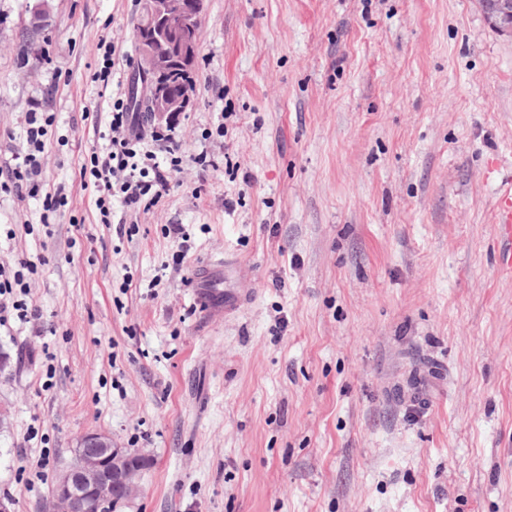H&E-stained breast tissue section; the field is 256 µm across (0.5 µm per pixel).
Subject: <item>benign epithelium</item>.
<instances>
[{
    "mask_svg": "<svg viewBox=\"0 0 512 512\" xmlns=\"http://www.w3.org/2000/svg\"><path fill=\"white\" fill-rule=\"evenodd\" d=\"M487 20L497 31L512 35V0H478ZM204 0H148L147 15L153 21L147 42H155L163 54H151L144 80L149 111L157 120L180 112L189 93L169 95L162 84L171 65L187 67L197 60L196 31ZM150 457L117 448L112 437L101 432L85 434L74 449L71 466L56 484L51 512H91L93 505L120 495L131 498L138 490L142 471Z\"/></svg>",
    "mask_w": 512,
    "mask_h": 512,
    "instance_id": "obj_1",
    "label": "benign epithelium"
}]
</instances>
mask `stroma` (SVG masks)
<instances>
[{"instance_id":"35a3bbf8","label":"stroma","mask_w":512,"mask_h":512,"mask_svg":"<svg viewBox=\"0 0 512 512\" xmlns=\"http://www.w3.org/2000/svg\"><path fill=\"white\" fill-rule=\"evenodd\" d=\"M140 14L0 0V163L42 102L69 200L45 225L0 196L39 313L0 326V503L49 512L101 432L151 458L112 512H512V36L477 0H205L187 159L120 236L79 170L106 145L98 44L131 93ZM207 270L237 310L203 303ZM502 183L493 215L497 264L500 271L512 273V180H502Z\"/></svg>"}]
</instances>
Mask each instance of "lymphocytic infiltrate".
<instances>
[{
	"label": "lymphocytic infiltrate",
	"mask_w": 512,
	"mask_h": 512,
	"mask_svg": "<svg viewBox=\"0 0 512 512\" xmlns=\"http://www.w3.org/2000/svg\"><path fill=\"white\" fill-rule=\"evenodd\" d=\"M145 121L142 113L132 110L125 94H117L107 114V144L81 168L82 178L97 194L95 204L102 223L112 222L113 201H120L130 211L146 210L158 203L168 194L174 175L183 167L178 120L154 125L146 135L139 131ZM24 135L27 149L7 165L0 190L44 194L50 208L67 204L63 190H43L47 128L45 119L37 112L28 113ZM27 268L24 262L15 270L0 266V323L12 317L26 323L31 318L25 301L29 288Z\"/></svg>",
	"instance_id": "obj_1"
}]
</instances>
